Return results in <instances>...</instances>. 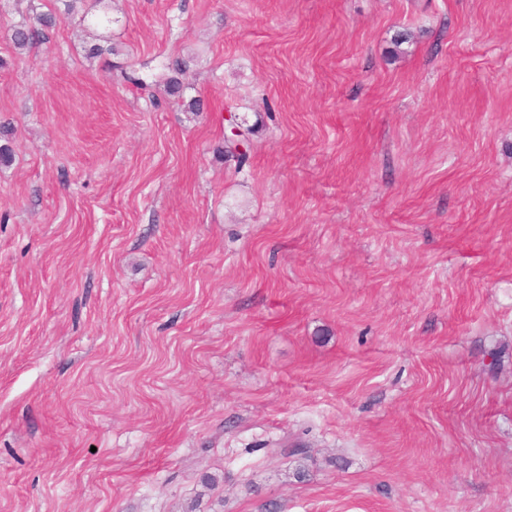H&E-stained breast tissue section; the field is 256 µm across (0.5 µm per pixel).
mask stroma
<instances>
[{
	"label": "stroma",
	"mask_w": 512,
	"mask_h": 512,
	"mask_svg": "<svg viewBox=\"0 0 512 512\" xmlns=\"http://www.w3.org/2000/svg\"><path fill=\"white\" fill-rule=\"evenodd\" d=\"M56 5L0 0V512H512V0H76L14 50ZM59 16L56 13H40L34 17V25L23 22L14 27L11 41L16 49H25L33 42H43L48 39V32L52 30Z\"/></svg>",
	"instance_id": "obj_1"
}]
</instances>
